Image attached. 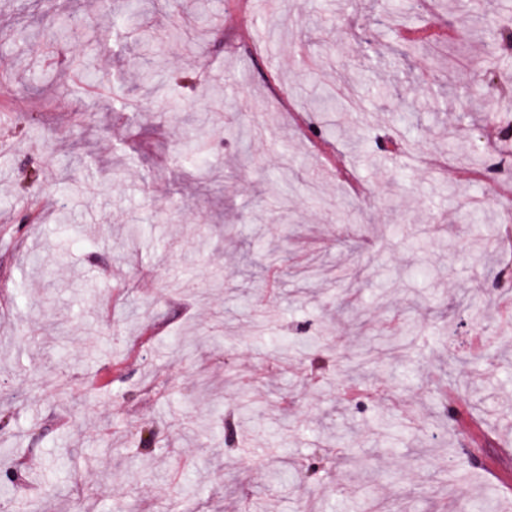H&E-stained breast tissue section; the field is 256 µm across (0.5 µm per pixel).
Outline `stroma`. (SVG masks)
Here are the masks:
<instances>
[{"label":"stroma","mask_w":512,"mask_h":512,"mask_svg":"<svg viewBox=\"0 0 512 512\" xmlns=\"http://www.w3.org/2000/svg\"><path fill=\"white\" fill-rule=\"evenodd\" d=\"M124 2L0 0V35L36 47L0 71V446L17 475L0 471V512H446L462 493L467 512H512V291L484 266L512 194L483 176L512 114V53L487 58L486 38L512 0L418 2L398 24L356 0H208L188 37L156 0L110 28ZM445 33L464 46L447 70L402 56ZM157 56L181 78L176 122L146 78ZM194 123L223 178L179 162ZM330 451L335 472L308 478Z\"/></svg>","instance_id":"stroma-1"}]
</instances>
